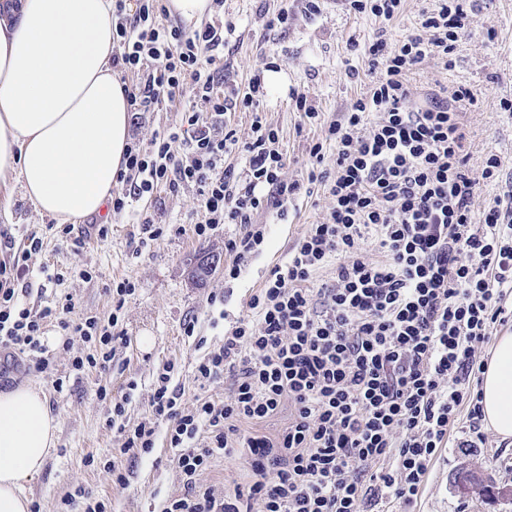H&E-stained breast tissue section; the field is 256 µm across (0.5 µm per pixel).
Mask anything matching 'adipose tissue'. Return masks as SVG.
<instances>
[{"mask_svg":"<svg viewBox=\"0 0 512 512\" xmlns=\"http://www.w3.org/2000/svg\"><path fill=\"white\" fill-rule=\"evenodd\" d=\"M130 105L112 66V0H11L0 11V176L65 224L100 213L129 143ZM485 422L512 439V333L481 386ZM40 390L0 392V512H30L26 485L54 445Z\"/></svg>","mask_w":512,"mask_h":512,"instance_id":"1","label":"adipose tissue"}]
</instances>
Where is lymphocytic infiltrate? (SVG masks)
<instances>
[{
  "mask_svg": "<svg viewBox=\"0 0 512 512\" xmlns=\"http://www.w3.org/2000/svg\"><path fill=\"white\" fill-rule=\"evenodd\" d=\"M470 26L464 0H438L398 43H370L381 75L343 121L324 125L302 183L283 179L278 133L257 113L261 75L245 92L222 89L213 52L224 43L223 24L187 29L168 21L162 0H137L132 12L127 0H112V65L140 77L125 89L131 107L156 112L178 96L206 107L183 110L149 146L128 145L118 175L127 189L113 195L114 215L158 188L174 195L193 186L205 215L194 226L197 237L222 224L245 228L225 245L234 259L224 276L234 279L264 241L259 212L285 214L307 182L324 185L331 200L323 222L307 225L287 262L251 295L223 345L197 364L199 384L230 378L229 401L185 402L170 360L156 369L140 421L126 419L129 396L111 400L107 424L122 444L102 468L113 484L126 486L121 459L150 453L162 429L177 450L184 488L163 512H252L256 502L261 512H384L416 498L459 419L480 434L479 347L502 322L512 294V195L475 205L464 110L477 103V89L460 85L414 102L407 85L426 57L450 59ZM239 109L255 113L244 141L224 122ZM179 140L186 145L180 154L172 149ZM233 151L245 158L243 174L224 163ZM367 240L374 255L361 250ZM42 248L32 235L0 262V350L47 371L52 356L43 335L54 322L90 346L73 357V371L109 370L128 342L118 311L134 282L113 283L115 312L105 321L68 320V298L33 309L26 302L30 277L62 278L45 266L33 270ZM326 268L331 281L317 284ZM286 404L287 428L274 438L260 433L259 424ZM238 455L250 466L249 482L221 497L198 484L213 459Z\"/></svg>",
  "mask_w": 512,
  "mask_h": 512,
  "instance_id": "obj_1",
  "label": "lymphocytic infiltrate"
}]
</instances>
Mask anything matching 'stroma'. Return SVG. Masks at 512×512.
I'll return each mask as SVG.
<instances>
[{"label": "stroma", "mask_w": 512, "mask_h": 512, "mask_svg": "<svg viewBox=\"0 0 512 512\" xmlns=\"http://www.w3.org/2000/svg\"><path fill=\"white\" fill-rule=\"evenodd\" d=\"M435 0H405L396 17L386 20L369 13L350 11L347 0H318L310 10L307 0H224L213 9L208 21H230L234 27L224 34V47L216 51V65L224 77L225 92L246 89L254 73L264 78L266 95L259 110L274 128L286 153L284 179L307 178L309 148L321 135L322 125L340 119L351 101L366 91L375 80L369 43L385 34L389 41L401 40L412 32L422 11L434 9ZM288 8L286 29L270 31L265 16ZM472 27L456 44L454 62L445 65L438 57H427L410 76L412 97L426 89L439 90L459 85L478 89L479 101L466 116L469 131L468 168L479 182L477 204L512 190V113L500 110L499 102L512 99V0H469ZM356 77H349V70ZM305 96L320 114L319 122H304L292 98ZM186 100L168 103L160 112H135L131 115L130 136L149 143L156 131L176 123ZM497 154L504 161L508 176L504 182L484 180V160ZM194 188L163 195L160 203L142 199L121 216L103 213L86 217L74 225L85 245L81 251L59 245L51 217L37 213L17 182L0 189V227L11 233L15 246H22L28 235L44 241L43 250L32 259L33 265L53 264L64 279L61 283L33 278L28 300L46 305L64 295L72 296V318L95 315L108 319L112 312L113 282L127 278L136 285L127 297L120 322L129 342L118 349L109 371L90 370L75 375L70 371L73 357L87 353L81 337L65 335L57 325H49L44 339L52 351L49 372H39L33 363L23 361L10 368L0 391L31 385L43 391L56 418V441L40 475L26 491L40 512H59L61 499L77 486L95 496L111 500L112 512H161L167 499L183 492L180 473L174 463L175 449L169 448L165 434H158L150 454L124 461L128 476L126 488L118 489L99 469L87 467V457L108 459L122 440L106 424L110 399L130 395L127 418L135 422L146 413L153 388L154 373L164 361H174L178 372L174 381L185 390L186 399L203 395L221 403L231 395L230 383L218 379L198 387L193 380L196 365L211 350L224 342V333L246 308L250 296L261 288L272 268L286 260L295 240L306 225L322 221L330 199L323 186L312 195H299L288 206V214L278 217L262 212L257 223L266 227L263 244L241 268L237 279L224 276L223 266L231 257L224 244L242 235L237 224L219 226L209 238H197L192 227L204 218L195 208ZM173 225V232L138 248L140 224L144 218ZM109 227L107 239H99L96 224ZM217 256L221 265L206 280H197L199 262ZM92 271V279L79 277V270ZM224 298L223 309L210 307L211 296ZM197 319L194 336H184L185 320ZM68 376L65 398H58L52 381ZM136 390H129V383ZM106 387L110 398L100 400L99 387ZM469 431L459 424L450 435L449 446L431 465L419 496L410 504L394 503L389 512H512V499L489 496L482 491L462 495L455 486L458 473L475 471L497 484L512 485V443L501 440L492 430L475 447L464 444ZM249 466L244 458H217L204 470L199 482L216 495L248 481Z\"/></svg>", "instance_id": "stroma-1"}]
</instances>
